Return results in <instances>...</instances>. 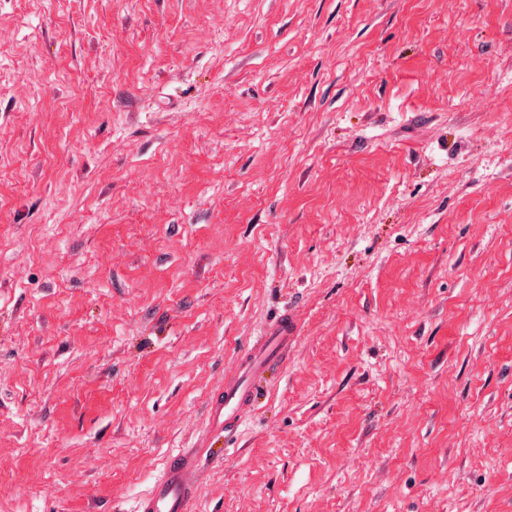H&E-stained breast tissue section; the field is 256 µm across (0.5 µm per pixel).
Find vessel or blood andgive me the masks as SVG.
Wrapping results in <instances>:
<instances>
[{
  "label": "vessel or blood",
  "instance_id": "1",
  "mask_svg": "<svg viewBox=\"0 0 512 512\" xmlns=\"http://www.w3.org/2000/svg\"><path fill=\"white\" fill-rule=\"evenodd\" d=\"M290 338L287 324L256 339L239 360L236 369L224 378L218 399L208 402L209 422L214 431L230 432L251 412L262 389L271 357H283ZM200 450H188L170 458L151 493L142 498L138 512H188L199 472Z\"/></svg>",
  "mask_w": 512,
  "mask_h": 512
}]
</instances>
